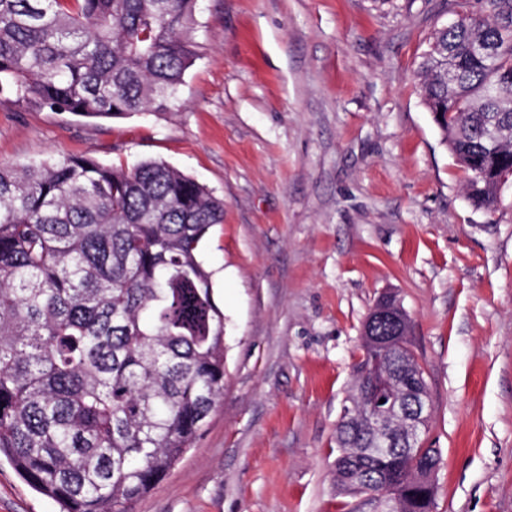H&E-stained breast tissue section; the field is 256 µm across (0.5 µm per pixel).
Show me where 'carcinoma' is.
<instances>
[{"label": "carcinoma", "mask_w": 512, "mask_h": 512, "mask_svg": "<svg viewBox=\"0 0 512 512\" xmlns=\"http://www.w3.org/2000/svg\"><path fill=\"white\" fill-rule=\"evenodd\" d=\"M198 0H0V91L31 108L165 115L197 57ZM418 90L465 196L492 213L512 169V0H452ZM224 201L162 160L0 163V455L60 512H127L224 394V312L202 256ZM415 392L424 369L405 341ZM336 429V481L382 512H433L435 448L377 442L366 390Z\"/></svg>", "instance_id": "carcinoma-1"}]
</instances>
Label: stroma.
Instances as JSON below:
<instances>
[{"label":"stroma","instance_id":"35a3bbf8","mask_svg":"<svg viewBox=\"0 0 512 512\" xmlns=\"http://www.w3.org/2000/svg\"><path fill=\"white\" fill-rule=\"evenodd\" d=\"M446 0H199L180 103L98 120L0 94V162L158 159L224 201L203 257L224 395L128 512H376L336 487L362 324L398 294L434 512H512V184L474 210L414 73ZM0 512H58L0 458ZM406 341L397 339L392 349L384 356H379L381 359L395 358L403 362L413 377L417 376L418 379H414V391L425 392L428 395L427 384L424 377V369L418 362L414 352L405 346Z\"/></svg>","mask_w":512,"mask_h":512}]
</instances>
